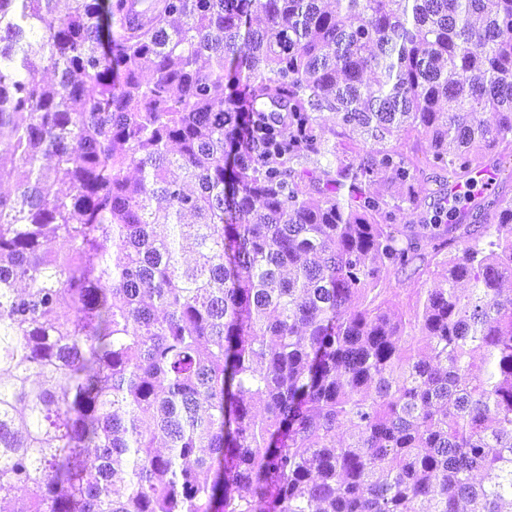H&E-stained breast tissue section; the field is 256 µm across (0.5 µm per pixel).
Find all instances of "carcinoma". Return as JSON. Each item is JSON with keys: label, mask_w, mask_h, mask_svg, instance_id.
Listing matches in <instances>:
<instances>
[{"label": "carcinoma", "mask_w": 512, "mask_h": 512, "mask_svg": "<svg viewBox=\"0 0 512 512\" xmlns=\"http://www.w3.org/2000/svg\"><path fill=\"white\" fill-rule=\"evenodd\" d=\"M58 2L0 0V512H512V0ZM485 165L493 167L498 172L499 193L506 199L512 200V156L510 150L501 154L489 156L485 159ZM497 172L491 169L483 170L475 175L474 183L482 186H490L497 179ZM434 285L433 278H429L428 281L422 280H402L400 282H392L393 290L391 293L394 306V310L407 309L409 305H413L417 299L418 293L421 288H432Z\"/></svg>", "instance_id": "carcinoma-1"}]
</instances>
